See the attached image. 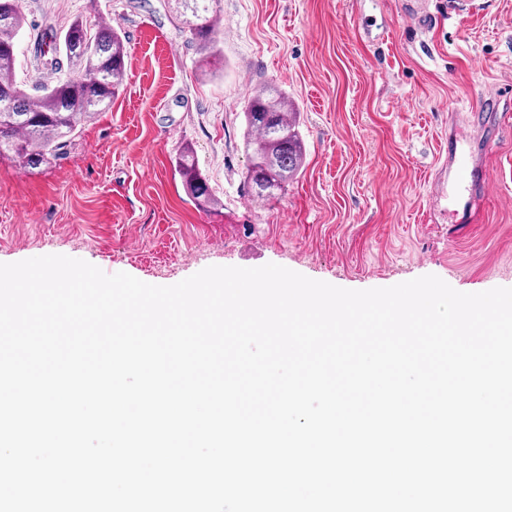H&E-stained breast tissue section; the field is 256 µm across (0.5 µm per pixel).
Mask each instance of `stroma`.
<instances>
[{"label":"stroma","mask_w":512,"mask_h":512,"mask_svg":"<svg viewBox=\"0 0 512 512\" xmlns=\"http://www.w3.org/2000/svg\"><path fill=\"white\" fill-rule=\"evenodd\" d=\"M19 4L18 82L69 76L38 56L79 14L124 32L128 63L67 155L39 169L0 159V263L61 254L162 286L275 263L346 289L427 274L467 293L512 287V126L483 155L493 182L480 223H449L436 192L449 112H467L477 87L512 85V0L458 22L448 0H222L213 77L198 75L172 0ZM269 82L302 114L307 158L284 198L259 204L243 187L244 110ZM185 145L212 211L174 169Z\"/></svg>","instance_id":"obj_1"}]
</instances>
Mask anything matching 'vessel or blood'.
Masks as SVG:
<instances>
[{
	"label": "vessel or blood",
	"mask_w": 512,
	"mask_h": 512,
	"mask_svg": "<svg viewBox=\"0 0 512 512\" xmlns=\"http://www.w3.org/2000/svg\"><path fill=\"white\" fill-rule=\"evenodd\" d=\"M512 96V89L501 87L478 92L474 111L484 112L498 108L502 99ZM482 150L460 134L458 120L448 123V194L464 198L463 207H449L450 223H475L481 213L485 190L491 184V176L482 162Z\"/></svg>",
	"instance_id": "b4317fda"
}]
</instances>
